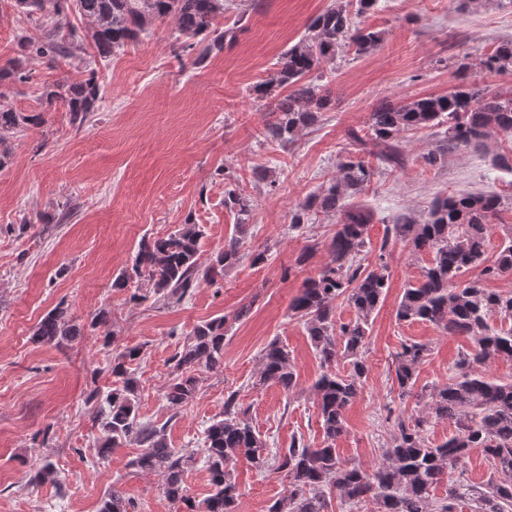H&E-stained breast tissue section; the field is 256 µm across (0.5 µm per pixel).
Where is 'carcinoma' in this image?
I'll list each match as a JSON object with an SVG mask.
<instances>
[{
    "instance_id": "cac0c4a2",
    "label": "carcinoma",
    "mask_w": 512,
    "mask_h": 512,
    "mask_svg": "<svg viewBox=\"0 0 512 512\" xmlns=\"http://www.w3.org/2000/svg\"><path fill=\"white\" fill-rule=\"evenodd\" d=\"M16 8L39 21L38 33L27 30L17 36L19 54L0 67V85L29 77L28 64L40 58L50 62L75 56L91 46L101 57L138 39L158 22L170 20L179 41L177 49L200 65L224 42L235 37L224 27V0H14ZM377 0H335L315 17L309 33L281 54L276 69L252 86L255 99L265 102L268 119L262 135L279 146L294 143L299 133L315 124L332 98L309 78L322 64L336 60V52L351 46L358 55L376 49L384 32L353 17L371 13ZM77 11L88 23L85 33H61L60 20ZM489 72L512 71V40H503L481 62ZM102 84L92 70L80 80L67 77L43 85L41 110L20 112L0 102V146L7 137L44 123L43 112L62 105L72 123L83 125L98 111ZM448 123L444 147L424 157L426 164H443L450 148L487 149L500 133L512 134V93H489L477 81L461 84L442 95L417 96L395 105L384 104L369 113L362 131L350 133L357 146L340 161L336 178L296 205L290 227L301 229L308 213L340 214L332 237L329 261L317 277L307 280L291 300L290 311L300 317L310 344L326 371L314 385L318 418L325 437L321 448L294 442L267 454L266 440L256 432L239 407L238 392L224 398V417L205 430L204 460L210 473L211 492L201 502L188 495L184 474L192 459L169 446L165 427L143 423L137 407L138 382L131 365L141 357L137 346L126 347L112 357L110 371L116 386L103 393L92 390L87 401L100 406L98 425L102 433L101 456L135 442L141 452L131 460L137 470L162 477V491L183 512H236L240 493L231 466L244 458L259 472L276 471L288 479L285 494L268 512H328L331 495L340 500L371 504L368 512H457L459 501L471 502L475 512H512V383H497L478 368L495 358L512 360V325L489 324L496 315L512 320V291L490 292L481 280L512 274V228L495 260L485 259L487 226L502 206L501 198L485 193L438 196L426 217L402 215L387 226V236L414 255H432L420 278L404 288L396 308L400 321L419 320L449 336H464L471 348L456 363V374L442 385L416 390L419 365L430 349L420 342L404 343L393 359L394 378L400 397L413 398L416 413L395 418L391 447L378 462L363 469L340 459L336 439L345 431V413L362 389L367 374L364 349L371 318L385 296L388 267L382 262L387 242H382L378 265L362 267L357 258L370 244V217L353 208L349 199L373 176V168L359 156V146L371 143L379 164H404L400 135L407 130ZM224 206L237 216L235 231L207 266L198 262L201 225L187 221L175 231L145 239L139 245L131 270L112 284L117 290L132 281L146 285L149 294L175 297L188 295L199 278L214 280L243 258L248 234L251 200L237 189L225 192ZM480 269V277L462 281V275ZM346 298L354 309L353 320L336 324L333 303ZM229 316H219L197 325L189 342L169 363L173 378L164 399L178 415L196 397L197 371L224 366V340ZM81 335L67 310L59 305L38 322L33 340L61 347ZM348 360L349 372L332 371L338 357ZM277 384L291 393L297 379L291 355L274 341L260 358L258 384ZM449 422L455 432L446 441L432 444L425 432L434 422ZM476 448L493 467V477L480 486L448 485V496L433 498L432 491L457 470ZM100 512H130L129 502L117 489L103 498Z\"/></svg>"
}]
</instances>
